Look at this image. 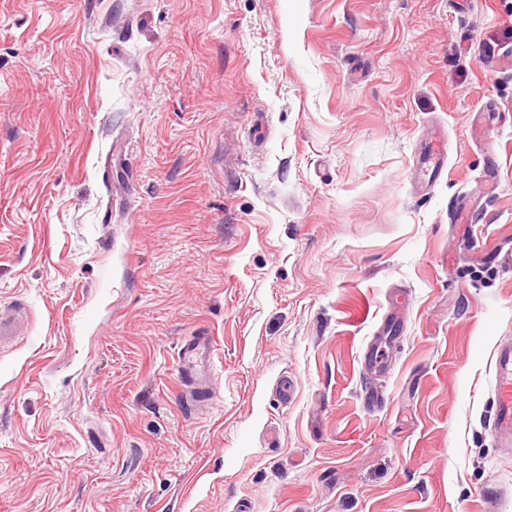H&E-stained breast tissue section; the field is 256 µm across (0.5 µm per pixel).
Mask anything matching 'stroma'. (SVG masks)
<instances>
[{
    "label": "stroma",
    "instance_id": "obj_1",
    "mask_svg": "<svg viewBox=\"0 0 512 512\" xmlns=\"http://www.w3.org/2000/svg\"><path fill=\"white\" fill-rule=\"evenodd\" d=\"M461 194L512 233V0H0V512H512ZM447 145L442 135H435L430 139L428 148L420 158V174L429 183L432 179H439L447 169ZM214 341L211 336H188L180 345V373L199 383L209 384L206 373L213 363Z\"/></svg>",
    "mask_w": 512,
    "mask_h": 512
}]
</instances>
